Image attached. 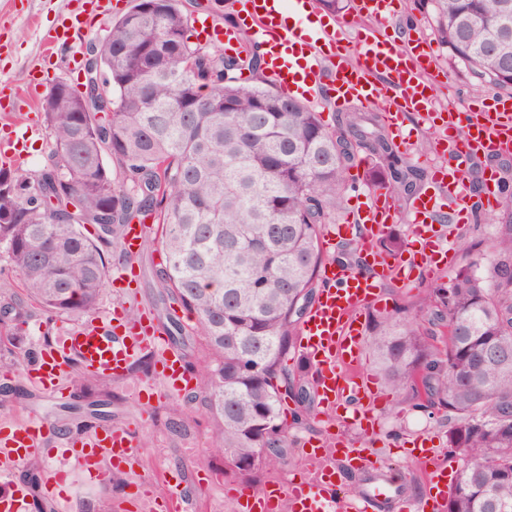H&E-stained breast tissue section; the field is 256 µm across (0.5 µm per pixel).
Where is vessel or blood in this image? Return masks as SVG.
Segmentation results:
<instances>
[{"label":"vessel or blood","mask_w":512,"mask_h":512,"mask_svg":"<svg viewBox=\"0 0 512 512\" xmlns=\"http://www.w3.org/2000/svg\"><path fill=\"white\" fill-rule=\"evenodd\" d=\"M398 2L356 0V17L367 18L369 24L352 30L343 21L311 27L310 19L318 12L317 0H243L242 30L212 32L230 53L239 47L240 31H248L264 48L266 71L284 93L297 92L312 102L324 95L339 105L377 107L401 145L411 142L404 113L415 112L424 121L441 123L437 144L444 161L434 169L429 187L411 203L408 257L398 259L377 251L375 244L393 224L397 205L385 190L374 189L352 219L329 225L322 238L328 247L342 240L356 241L369 259L367 269L326 264L323 286L299 329L303 353L312 365L311 381L324 409L339 412L346 425L364 431L373 427L374 420L366 414L372 395L361 368L360 309L379 305L388 281L406 284L414 270L431 271L447 262L443 241L448 223L469 219L464 169L479 154L512 151L511 97L499 96L489 104L444 114L436 109V85L420 79L421 72L438 68L430 45L420 40L402 50L381 32L383 24L398 18ZM82 27L80 14L63 18L48 36L52 50L70 48ZM482 190L485 208H495L500 198L496 168H484ZM149 345L158 351L156 370L167 385L176 392L187 389L192 373L165 348L150 319L127 320L120 307L113 308L107 318L64 327L58 344L36 349L27 376L51 398L61 400L65 393L60 382L69 366L120 378L126 376L136 353ZM49 434V425L36 417L1 423L0 465L17 469ZM57 445L90 483L106 482L113 469L134 463L138 456L137 436L130 427H103L77 440L61 433ZM336 452L368 477L363 493L355 499H347L340 471L328 460ZM305 454L318 465L315 479L286 485L269 482L261 494L247 498L248 512H384L393 504L401 505L403 512H447L448 475L455 466L453 461L438 458L432 449H422L415 458L431 477L424 500L418 502L406 501L399 483L376 466L365 449L352 447L343 439L314 444ZM66 479L63 467H46L40 475V486L53 512H64L66 501L54 488ZM31 495L29 485L11 480L7 491L0 493V512H23Z\"/></svg>","instance_id":"vessel-or-blood-1"}]
</instances>
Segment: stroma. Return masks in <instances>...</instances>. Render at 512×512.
Masks as SVG:
<instances>
[{
    "label": "stroma",
    "mask_w": 512,
    "mask_h": 512,
    "mask_svg": "<svg viewBox=\"0 0 512 512\" xmlns=\"http://www.w3.org/2000/svg\"><path fill=\"white\" fill-rule=\"evenodd\" d=\"M75 5L74 0H0V78L9 79L16 90H23L30 78H38V99L32 100L23 111L0 115V137H15L29 123L44 125L39 98L46 95L60 79L74 88H82L83 70H72L67 58L47 56V32L61 14ZM395 31L423 34L439 58L443 73L438 93L439 109H462L483 99L499 96L500 88L492 85L475 86L473 81L455 70L448 60V49L438 39L429 16L413 0H407L405 10L391 25ZM405 123L412 132L411 143L402 148L404 160L417 170L418 187H425L432 167L441 163L436 149L435 134L428 124L412 112L405 113ZM494 166L503 176L512 177V154L495 155L473 162L464 174L471 186L469 200L472 219L457 225L455 239L450 247L453 261L447 267L426 273L414 271L413 282L402 287L393 282L383 290V311L398 314L417 304L419 298L431 288L448 283L458 270L469 263L470 256L462 250V243L474 246L475 254H482L487 245V233L497 224V211H489L480 203L481 171ZM473 253V254H474ZM165 253L156 243L143 246L131 265L137 283L133 295L106 288L99 306V314H106L117 304L126 309L150 312L158 331H165L167 320L166 290L155 277L156 269L164 266ZM67 316L59 317L57 325L48 327L40 321H31L26 333L0 338V356L25 357L29 348L44 338H56L61 326L70 324ZM25 365L12 371L0 370V389L5 385H21L17 395L0 392V419L24 420L36 416L53 424L56 431L75 433L76 423L62 410V402L42 393L25 376ZM112 426H129L138 433V462L124 471L113 474L110 482L96 486L81 483L68 489L69 512H100L104 500H111L112 512H161L160 505L170 491L168 474L178 470L183 474V491L194 497L199 512H239V505L230 495L232 487L241 483L237 475L226 472L224 457L215 449L216 434L213 426L188 394L172 391L165 380L153 372L131 367L128 375L112 382ZM380 398L373 408V433L366 434L345 427L333 415L314 416L292 425L290 435L296 445L284 464L258 474L260 483L275 480L288 483L309 480L314 471L307 460L303 442L309 438L326 439L345 436L346 440L371 449L373 462L398 479L407 497L424 494L427 476L421 466L411 458L412 446L424 443L440 454H448V414L438 408H422L403 394L390 392L379 386ZM182 403L184 413L178 426H171L169 408Z\"/></svg>",
    "instance_id": "1"
}]
</instances>
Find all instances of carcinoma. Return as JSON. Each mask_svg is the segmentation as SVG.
<instances>
[{"label": "carcinoma", "mask_w": 512, "mask_h": 512, "mask_svg": "<svg viewBox=\"0 0 512 512\" xmlns=\"http://www.w3.org/2000/svg\"><path fill=\"white\" fill-rule=\"evenodd\" d=\"M449 60L480 87L512 90V0H423ZM180 0H136L92 49L108 101L84 111L86 93L64 80L42 101L49 128L39 170L0 165V273L18 276L28 305L0 294V329L18 334L29 318L95 312L109 256L124 257V225L156 215L166 264L157 272L181 311L196 316L172 340L202 351L196 388L217 432L225 469L248 481L285 462L293 423L311 412L297 329L319 286L322 227L342 208L359 154L369 179L394 196L417 173L374 112L337 114V129L263 78L256 45L236 55L189 42ZM122 166L112 178L107 160ZM485 267L472 261L422 295L413 313L373 315L370 346L381 378L448 411V448L463 461L447 512H512V184ZM75 211H68V206ZM95 233L88 236L85 227ZM428 316L448 329L436 349L416 327ZM67 411L105 421L110 402Z\"/></svg>", "instance_id": "carcinoma-1"}]
</instances>
